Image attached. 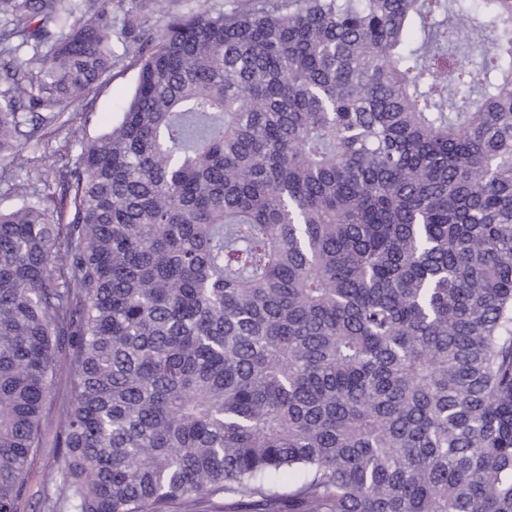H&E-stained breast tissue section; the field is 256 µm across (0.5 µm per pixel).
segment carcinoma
<instances>
[{
    "instance_id": "carcinoma-1",
    "label": "carcinoma",
    "mask_w": 512,
    "mask_h": 512,
    "mask_svg": "<svg viewBox=\"0 0 512 512\" xmlns=\"http://www.w3.org/2000/svg\"><path fill=\"white\" fill-rule=\"evenodd\" d=\"M148 7L121 121L0 210V512L66 370L48 512H512V0ZM112 35L0 0V161ZM161 8L156 6L152 10L145 12L146 25L153 30L162 29L167 21V16L171 12L187 13L196 8L204 0H165Z\"/></svg>"
}]
</instances>
